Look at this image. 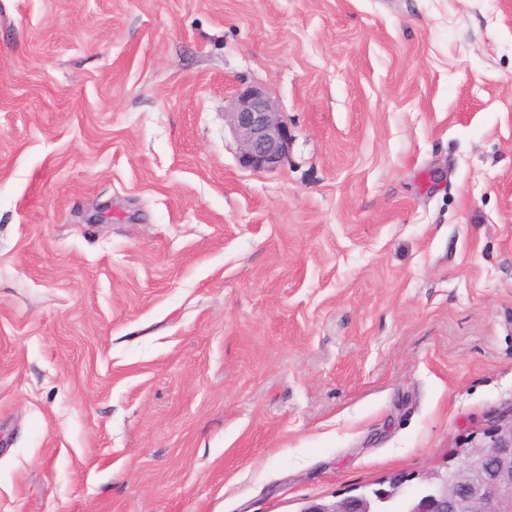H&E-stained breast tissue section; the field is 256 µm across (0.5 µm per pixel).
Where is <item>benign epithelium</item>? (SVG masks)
Listing matches in <instances>:
<instances>
[{"label":"benign epithelium","mask_w":512,"mask_h":512,"mask_svg":"<svg viewBox=\"0 0 512 512\" xmlns=\"http://www.w3.org/2000/svg\"><path fill=\"white\" fill-rule=\"evenodd\" d=\"M224 123L237 142L238 162L256 173L278 168L287 157L292 135L284 114L259 87L232 96ZM407 479L394 476L388 488L329 501L311 498L300 512H383L390 500L401 512H512V411L497 416L448 461L421 478L409 492Z\"/></svg>","instance_id":"7a95c632"}]
</instances>
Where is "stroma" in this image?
Listing matches in <instances>:
<instances>
[{
    "label": "stroma",
    "instance_id": "35a3bbf8",
    "mask_svg": "<svg viewBox=\"0 0 512 512\" xmlns=\"http://www.w3.org/2000/svg\"><path fill=\"white\" fill-rule=\"evenodd\" d=\"M511 409L512 0H0V512H300ZM237 142L238 162L256 173L277 169L287 157L292 135L283 112L259 87L238 89L224 112Z\"/></svg>",
    "mask_w": 512,
    "mask_h": 512
}]
</instances>
